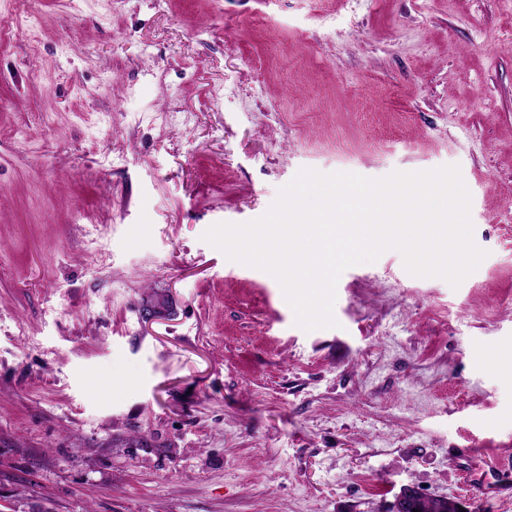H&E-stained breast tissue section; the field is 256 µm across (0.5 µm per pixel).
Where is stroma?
<instances>
[{"label":"stroma","instance_id":"1","mask_svg":"<svg viewBox=\"0 0 512 512\" xmlns=\"http://www.w3.org/2000/svg\"><path fill=\"white\" fill-rule=\"evenodd\" d=\"M0 25V512H512V0H0ZM454 164L486 258L456 288L352 266L333 329L202 239L303 168ZM463 512V509L448 497H427L417 491L404 489L387 512Z\"/></svg>","mask_w":512,"mask_h":512}]
</instances>
